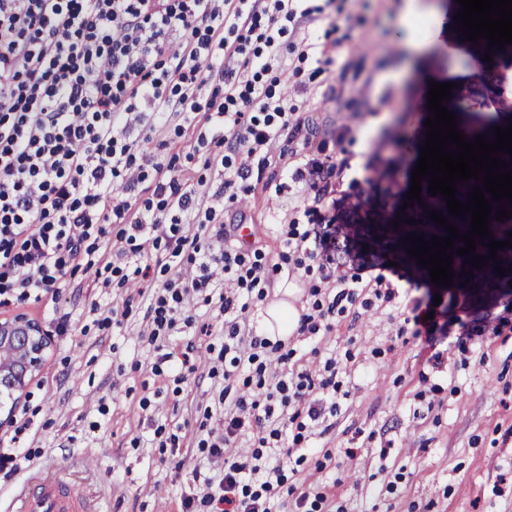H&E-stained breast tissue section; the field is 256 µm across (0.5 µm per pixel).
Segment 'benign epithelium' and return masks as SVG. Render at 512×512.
<instances>
[{
  "label": "benign epithelium",
  "mask_w": 512,
  "mask_h": 512,
  "mask_svg": "<svg viewBox=\"0 0 512 512\" xmlns=\"http://www.w3.org/2000/svg\"><path fill=\"white\" fill-rule=\"evenodd\" d=\"M502 85L503 80L496 68L486 67L480 71L466 93H476L480 99L497 107L506 97ZM6 343L16 348V360L13 365L0 368V398L3 397L4 388L12 392L17 390L39 369L48 347V337L35 323L17 317L0 323V344Z\"/></svg>",
  "instance_id": "obj_1"
}]
</instances>
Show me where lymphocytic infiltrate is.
I'll return each instance as SVG.
<instances>
[{
	"instance_id": "f902f5d3",
	"label": "lymphocytic infiltrate",
	"mask_w": 512,
	"mask_h": 512,
	"mask_svg": "<svg viewBox=\"0 0 512 512\" xmlns=\"http://www.w3.org/2000/svg\"><path fill=\"white\" fill-rule=\"evenodd\" d=\"M296 0H0V297L25 301L54 292L75 268L96 267L95 253L117 225L135 255L156 250L161 287L141 290L155 330L173 328L186 297L218 304L224 315V390L215 405L224 432L209 446L224 469L182 512H281L291 446L336 411L335 361L287 370L283 342L253 335L241 316L270 275L262 242L237 247L235 227L203 206L174 161L147 150L156 127L203 114L224 133V180L216 198L246 182L249 159L268 158L282 131L310 140L309 119L293 116L262 77L283 48ZM181 51L168 52L171 32ZM173 65H165L164 53ZM335 165L312 158L290 179L330 199L340 224H289L281 238L295 266L317 261L314 311L301 331H331V316L355 305L359 291L389 300L377 275L347 284L332 267L338 235H349L359 205L336 195ZM151 196L128 197L141 183ZM197 233H183L184 218ZM213 234L216 247H201ZM326 302H318L320 293ZM247 439L239 453L235 445Z\"/></svg>"
}]
</instances>
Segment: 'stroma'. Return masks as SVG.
<instances>
[{"instance_id":"obj_1","label":"stroma","mask_w":512,"mask_h":512,"mask_svg":"<svg viewBox=\"0 0 512 512\" xmlns=\"http://www.w3.org/2000/svg\"><path fill=\"white\" fill-rule=\"evenodd\" d=\"M402 7L403 0H299L296 34L272 74L289 106L320 131L307 144L280 140L278 155L224 199V220L255 225L267 263H278L281 225L312 221V192L285 188V170L311 156L349 161L337 188L364 204L335 273L367 278L383 266L394 287L391 300L333 316L331 332L291 341L289 367L335 360L346 396L326 432L310 436L316 452L289 484L324 494L317 512H512V271L473 288L457 275L441 289L404 241L442 233L433 221L416 223L420 205H404L427 139L429 84L447 82L452 71L475 76L486 51L461 40L456 0H440L448 32L435 47L408 51L398 37ZM379 115L386 123L365 138L367 119ZM203 123L161 128L153 140L179 154L184 182L202 179L211 191L224 178L223 149L199 145ZM114 310L121 324L104 325ZM18 315L35 322L49 346L35 376L0 404V444L35 451L0 485V512H13L42 473L65 477L99 512H181L184 495L203 494L202 478L217 464L199 443L217 426L207 412L224 388V368L209 353L222 343L218 307L197 303L193 325L150 338L136 289L79 270L58 292L0 309V322ZM65 315L70 329L60 336ZM202 322L213 336L199 335ZM190 343L197 370L183 378L161 357ZM161 424L176 447H160Z\"/></svg>"}]
</instances>
